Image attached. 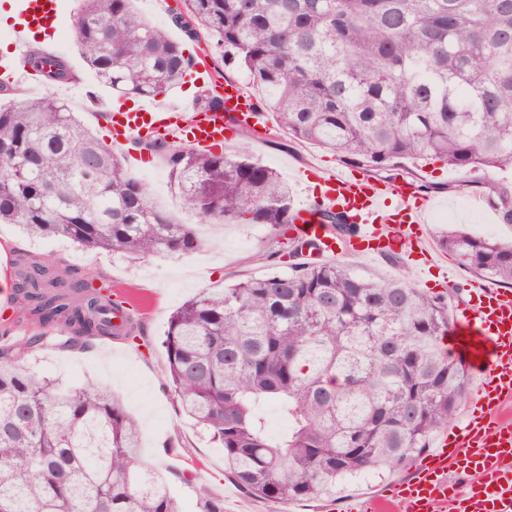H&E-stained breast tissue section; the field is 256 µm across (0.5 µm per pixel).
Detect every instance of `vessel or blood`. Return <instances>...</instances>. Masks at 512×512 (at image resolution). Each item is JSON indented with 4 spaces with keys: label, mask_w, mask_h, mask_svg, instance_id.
<instances>
[{
    "label": "vessel or blood",
    "mask_w": 512,
    "mask_h": 512,
    "mask_svg": "<svg viewBox=\"0 0 512 512\" xmlns=\"http://www.w3.org/2000/svg\"><path fill=\"white\" fill-rule=\"evenodd\" d=\"M60 0H16L12 23L14 50L0 57V70L15 71L32 36L55 31ZM197 82L223 96V110L202 112L192 100L147 101L136 108L116 102L106 121L112 143L130 149L134 139L164 136L211 151L236 129L271 126L270 114L240 83L217 80L206 63L196 64ZM433 207L417 182H387L360 170H329L320 190L297 210L296 234L320 244V259L341 254L371 256L410 249L416 267L434 264L425 224ZM344 213L357 234L339 244L321 212ZM450 348L476 377L474 409L453 426L439 447L422 459L410 479L362 499L350 512H512V422L503 416L512 403V292L472 280L448 332ZM457 480H450L449 471Z\"/></svg>",
    "instance_id": "vessel-or-blood-1"
}]
</instances>
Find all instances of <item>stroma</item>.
<instances>
[{
	"instance_id": "obj_1",
	"label": "stroma",
	"mask_w": 512,
	"mask_h": 512,
	"mask_svg": "<svg viewBox=\"0 0 512 512\" xmlns=\"http://www.w3.org/2000/svg\"><path fill=\"white\" fill-rule=\"evenodd\" d=\"M60 22L64 35L52 49L64 55L78 76L67 89L45 83L29 75L18 83L23 97L53 95L66 100L96 136L106 138L103 101L113 92L101 83L86 66L77 46L74 18L78 0H62ZM136 10L149 23L169 28L185 54L205 55L209 66L224 67L228 78L245 82L244 72L228 68L211 39H184L180 30L172 28L171 16L182 7V0H134ZM250 155L273 168L287 184L291 202L300 205L308 196L295 178L299 169L321 166L340 168L336 154L316 146L291 141L287 135L269 132L264 140H251ZM432 175H423V166L409 161L385 173L388 181L415 180L424 176L428 194L435 202L429 217L427 234L437 241L440 227L462 228L477 236H492L512 242V223L491 224L490 209L484 198L499 189L512 192V166L488 173L458 170L442 163L432 165ZM129 175L147 182L156 204L175 221L195 225L206 240L198 252L171 257H150L130 260L119 254L82 251L62 237L32 238L13 224H0V281L5 278L6 263L18 254L82 271L94 270L107 280L128 290L147 303L140 319V337L127 342L97 337L82 349L64 350L60 344L66 333L59 326H39L28 320L19 307H12L11 320H0V344L12 343L35 334L45 337L42 346L26 362L30 369L62 380L70 385H91L112 392L124 409L135 417L142 428V456L179 497L184 512H192L195 497L191 488L179 480L183 470L195 471L199 483L218 492L224 499V512H347L356 498L379 493L387 485L404 479V472L355 478L337 485L332 497L311 502L271 503L247 495L227 476L224 452L216 448L199 428L185 416L166 384L167 356L162 345L172 313L184 302L205 288H221L270 272L264 258L270 246L267 229L252 224H204L190 209L182 207L173 188L164 156H157L153 168H129ZM342 262L353 271L374 280L406 277L424 284L422 275L409 264L391 263L384 258L342 255Z\"/></svg>"
}]
</instances>
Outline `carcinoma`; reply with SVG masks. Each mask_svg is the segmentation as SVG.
I'll use <instances>...</instances> for the list:
<instances>
[{
	"mask_svg": "<svg viewBox=\"0 0 512 512\" xmlns=\"http://www.w3.org/2000/svg\"><path fill=\"white\" fill-rule=\"evenodd\" d=\"M131 2L82 0L75 38L100 81L153 99L195 60ZM172 24L191 41L211 37L278 130L349 167L512 165V0H183ZM26 64L47 83L76 79L67 58L37 46ZM197 104L217 110L224 99L204 90ZM240 136L233 154L137 144L166 156L202 221L268 228L266 260L285 267L205 288L172 314L163 346L176 403L224 450L231 480L269 502L318 500L344 479L413 467L469 390L465 363L444 349L450 294L299 260L316 244L288 237L289 189L249 156L252 131ZM486 202L512 222L511 196ZM321 223L341 242L357 231L342 213ZM0 224L133 260L206 246L56 97L0 103ZM439 245L512 286V244L455 230ZM14 280L24 314L66 326L64 346L112 336L101 304L118 302L98 273L20 258ZM43 339L0 346V512H184L141 459L139 425L118 398L23 366ZM269 406L288 419L278 435L266 426ZM195 512H224V500L201 488Z\"/></svg>",
	"mask_w": 512,
	"mask_h": 512,
	"instance_id": "obj_1",
	"label": "carcinoma"
}]
</instances>
